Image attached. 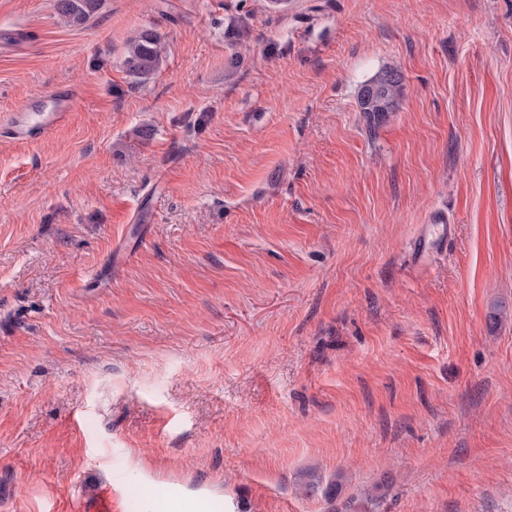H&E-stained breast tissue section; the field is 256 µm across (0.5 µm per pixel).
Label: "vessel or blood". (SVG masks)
Listing matches in <instances>:
<instances>
[{
    "label": "vessel or blood",
    "mask_w": 512,
    "mask_h": 512,
    "mask_svg": "<svg viewBox=\"0 0 512 512\" xmlns=\"http://www.w3.org/2000/svg\"><path fill=\"white\" fill-rule=\"evenodd\" d=\"M73 103L74 92L67 87L58 89L45 101L37 98L24 101L11 112L0 115V130L19 143L41 139L63 125ZM455 234L456 227L446 214H434L412 242L413 263L427 264L435 253L447 249Z\"/></svg>",
    "instance_id": "obj_1"
}]
</instances>
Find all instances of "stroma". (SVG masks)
Masks as SVG:
<instances>
[{
	"mask_svg": "<svg viewBox=\"0 0 512 512\" xmlns=\"http://www.w3.org/2000/svg\"><path fill=\"white\" fill-rule=\"evenodd\" d=\"M65 84L0 133V512H512V0H0V114ZM58 15L67 23L81 24L96 9V0H57ZM162 52L161 36L154 30H143L128 42L123 67L135 80H145L157 71ZM397 74V79L390 76ZM403 75L396 70H386L374 79L363 85L359 94V107L361 112L368 114L370 122L375 123L376 113L391 112L397 105L402 87ZM371 88L375 89L372 94ZM74 103V92L61 87L50 99L23 101L11 112L1 114L0 130L18 143H29L46 137L66 121ZM456 225L451 224L448 216L438 212L430 219L422 231L412 241L411 256L415 265H426L431 256L439 251H445L454 239Z\"/></svg>",
	"mask_w": 512,
	"mask_h": 512,
	"instance_id": "obj_1",
	"label": "stroma"
}]
</instances>
